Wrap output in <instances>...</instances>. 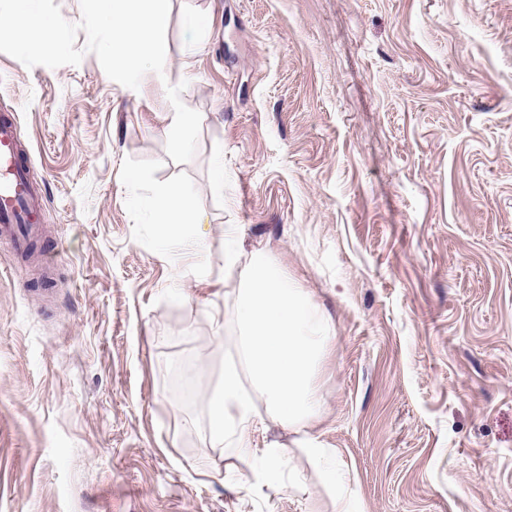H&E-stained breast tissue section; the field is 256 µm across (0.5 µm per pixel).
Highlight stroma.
I'll return each instance as SVG.
<instances>
[{"label": "stroma", "mask_w": 512, "mask_h": 512, "mask_svg": "<svg viewBox=\"0 0 512 512\" xmlns=\"http://www.w3.org/2000/svg\"><path fill=\"white\" fill-rule=\"evenodd\" d=\"M169 40L136 91L92 53H0L48 228L24 264L0 241V512H335L288 431L244 460L212 443L229 225L334 328L317 431L353 512H512V0H171ZM179 83L201 115L185 164ZM173 183L202 250L158 236ZM274 439L288 463L254 480ZM168 114L165 131L173 139L180 140L184 132L195 123L196 117L192 112H180L178 109Z\"/></svg>", "instance_id": "1"}]
</instances>
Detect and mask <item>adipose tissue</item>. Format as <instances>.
I'll return each instance as SVG.
<instances>
[{"label":"adipose tissue","instance_id":"1","mask_svg":"<svg viewBox=\"0 0 512 512\" xmlns=\"http://www.w3.org/2000/svg\"><path fill=\"white\" fill-rule=\"evenodd\" d=\"M161 240L200 246L203 218L180 185L161 190L154 201ZM224 261L243 266L244 284L225 312L231 325L230 352L220 384L206 396L214 444L254 453L252 436L276 423L298 433L297 444L321 466L336 490V512H349L356 489L338 478L335 449L325 447L315 427L321 403L313 377L331 330L307 289L290 284L282 272L257 253H246L235 230L224 233Z\"/></svg>","mask_w":512,"mask_h":512}]
</instances>
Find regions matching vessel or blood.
I'll use <instances>...</instances> for the list:
<instances>
[{
    "mask_svg": "<svg viewBox=\"0 0 512 512\" xmlns=\"http://www.w3.org/2000/svg\"><path fill=\"white\" fill-rule=\"evenodd\" d=\"M42 204L37 187L19 159L17 128L0 119V241L26 252L42 231Z\"/></svg>",
    "mask_w": 512,
    "mask_h": 512,
    "instance_id": "vessel-or-blood-1",
    "label": "vessel or blood"
}]
</instances>
